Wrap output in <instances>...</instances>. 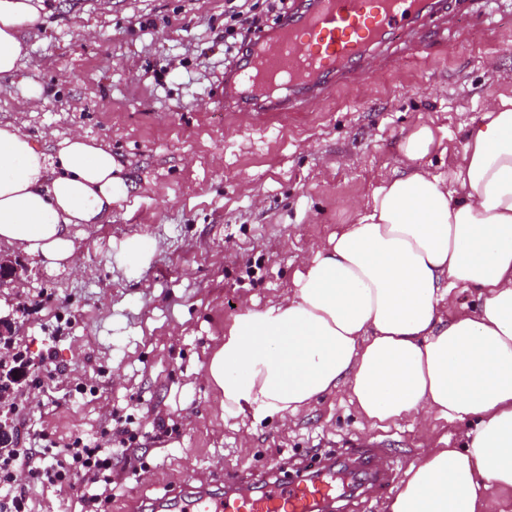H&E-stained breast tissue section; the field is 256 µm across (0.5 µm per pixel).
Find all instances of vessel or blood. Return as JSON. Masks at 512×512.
I'll return each instance as SVG.
<instances>
[{
    "label": "vessel or blood",
    "mask_w": 512,
    "mask_h": 512,
    "mask_svg": "<svg viewBox=\"0 0 512 512\" xmlns=\"http://www.w3.org/2000/svg\"><path fill=\"white\" fill-rule=\"evenodd\" d=\"M445 0H294L288 19L263 32L249 56L224 77L225 103L244 112H284L293 100H325L350 75L368 68L378 51L401 38ZM354 456L357 483L376 482L381 472L368 448ZM331 471L293 483L270 481L238 496L206 490L175 495L152 505L154 512H317L334 499Z\"/></svg>",
    "instance_id": "vessel-or-blood-1"
}]
</instances>
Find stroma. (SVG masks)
Masks as SVG:
<instances>
[{
	"label": "stroma",
	"instance_id": "stroma-1",
	"mask_svg": "<svg viewBox=\"0 0 512 512\" xmlns=\"http://www.w3.org/2000/svg\"><path fill=\"white\" fill-rule=\"evenodd\" d=\"M227 7L53 0L20 68L0 78L1 122L43 149L54 136L94 138L132 186L102 223L74 227L76 270L0 246L22 267L0 288V318L16 330L0 357L29 363L11 412L16 442L27 447L44 430L63 444L126 420L138 439L113 460L110 482L96 484L107 512H144L202 478L219 493L229 481L251 491L263 478L295 477L314 460L347 469L351 449L379 448L394 468L389 486L348 495L338 512H383L423 449L456 446L462 424L373 427L338 391L251 426L225 416L204 365L240 310L286 292L302 258L356 219L379 174L400 167L412 131L429 124L461 146L493 94L512 89V0H465L456 17L430 22L438 38L421 60L393 44L368 81L271 120L212 103L226 72ZM134 238L156 241L150 262L117 263ZM160 418L168 431L156 437ZM88 482L82 473L34 486L27 510L85 512Z\"/></svg>",
	"mask_w": 512,
	"mask_h": 512
}]
</instances>
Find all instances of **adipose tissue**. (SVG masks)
<instances>
[{
    "mask_svg": "<svg viewBox=\"0 0 512 512\" xmlns=\"http://www.w3.org/2000/svg\"><path fill=\"white\" fill-rule=\"evenodd\" d=\"M44 8L0 0V77L18 69ZM439 145L419 126L403 170L379 180L285 299L236 316L206 363L230 417L293 415L345 388L376 427L470 422L460 447L423 453L386 512H483L488 493L512 495V93L469 125L444 175L421 165ZM118 171L103 144L72 135L43 150L0 125V244L63 268L73 226L128 195ZM459 287L475 290V309L458 305Z\"/></svg>",
    "mask_w": 512,
    "mask_h": 512,
    "instance_id": "ef3b65f1",
    "label": "adipose tissue"
}]
</instances>
